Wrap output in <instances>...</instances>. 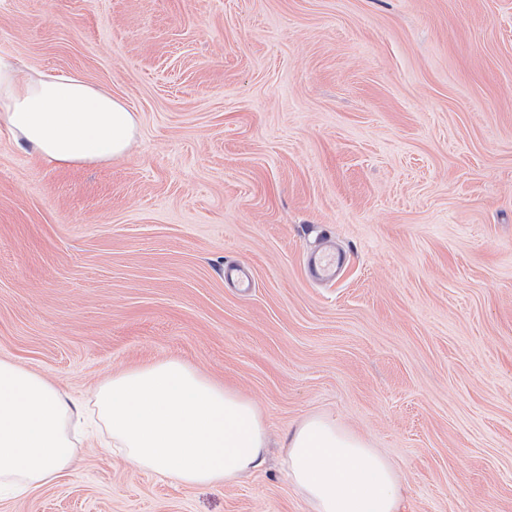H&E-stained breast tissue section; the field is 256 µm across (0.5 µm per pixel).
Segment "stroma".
I'll list each match as a JSON object with an SVG mask.
<instances>
[{"label": "stroma", "mask_w": 512, "mask_h": 512, "mask_svg": "<svg viewBox=\"0 0 512 512\" xmlns=\"http://www.w3.org/2000/svg\"><path fill=\"white\" fill-rule=\"evenodd\" d=\"M1 51L139 126L70 168L0 126V357L80 404L177 357L270 446L185 487L85 444L0 512H310L281 442L314 414L390 459L403 512H512V0H0ZM346 258L336 253H315L307 256V265L319 279L334 281L344 266Z\"/></svg>", "instance_id": "stroma-1"}]
</instances>
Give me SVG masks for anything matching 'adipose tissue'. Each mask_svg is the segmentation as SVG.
I'll use <instances>...</instances> for the list:
<instances>
[{"instance_id":"adipose-tissue-1","label":"adipose tissue","mask_w":512,"mask_h":512,"mask_svg":"<svg viewBox=\"0 0 512 512\" xmlns=\"http://www.w3.org/2000/svg\"><path fill=\"white\" fill-rule=\"evenodd\" d=\"M0 124L20 149L62 168L112 162L136 133L133 112L110 93L76 74L22 75L3 53ZM93 425L128 466L190 487L238 483L262 465L268 442L256 403L176 357L113 374L87 414L38 373L0 358V498L74 473L73 432ZM283 446L289 479L312 512H401L397 469L334 418L302 420Z\"/></svg>"}]
</instances>
